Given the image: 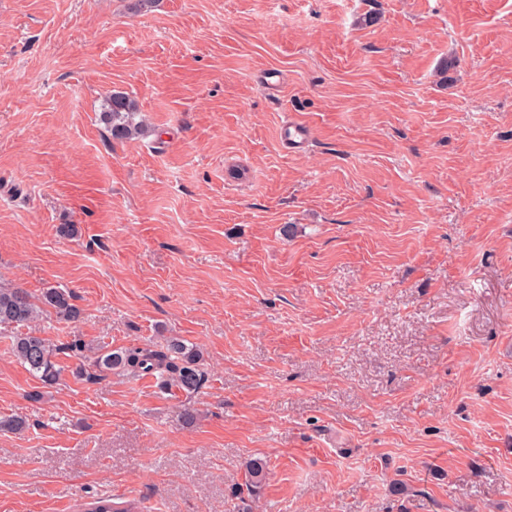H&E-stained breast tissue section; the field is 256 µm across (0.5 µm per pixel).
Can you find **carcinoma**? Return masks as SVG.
Instances as JSON below:
<instances>
[{"label": "carcinoma", "instance_id": "carcinoma-1", "mask_svg": "<svg viewBox=\"0 0 512 512\" xmlns=\"http://www.w3.org/2000/svg\"><path fill=\"white\" fill-rule=\"evenodd\" d=\"M138 115L135 102L122 92L113 93L105 103L104 119L110 125L112 138L130 140L147 132V126L135 121ZM51 309L65 321H76L81 310L72 303L69 293L58 288L47 289L42 298L34 300L31 294L18 286L0 284V327H24L35 321L43 311ZM13 351L17 360L44 385L55 384L60 368L55 362L54 348L49 340L32 332H20L13 337ZM200 351L183 340L172 337L163 350L149 346H129L119 349L101 348L95 354L94 366L100 371L141 375L159 373L165 388L176 387L188 394L200 391L206 382L201 368ZM266 463L261 458L250 461L247 470V490L255 492L262 485ZM84 512H135L132 503H119L109 497L87 502Z\"/></svg>", "mask_w": 512, "mask_h": 512}]
</instances>
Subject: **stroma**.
I'll list each match as a JSON object with an SVG mask.
<instances>
[{
	"label": "stroma",
	"instance_id": "obj_1",
	"mask_svg": "<svg viewBox=\"0 0 512 512\" xmlns=\"http://www.w3.org/2000/svg\"><path fill=\"white\" fill-rule=\"evenodd\" d=\"M0 281L81 311L0 329V512H512V0H0ZM103 114L114 139L130 140L147 132L143 121H135L139 114L135 102L123 92L112 93L106 100ZM55 350L49 340L32 332L13 336V351L17 360L27 365L29 371L45 386L55 384L60 368L55 362ZM202 355L193 345L172 337L165 350L150 346H129L119 349L100 348L94 366L100 371L141 375L159 373L165 388L177 387L187 394L198 393L206 382L201 368Z\"/></svg>",
	"mask_w": 512,
	"mask_h": 512
}]
</instances>
